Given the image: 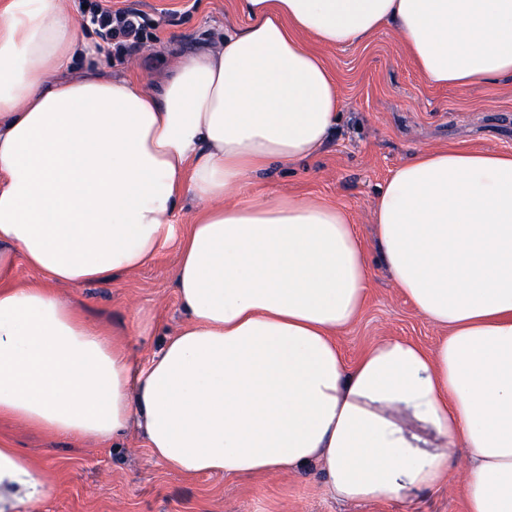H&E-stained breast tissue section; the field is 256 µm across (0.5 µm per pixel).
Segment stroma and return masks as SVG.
<instances>
[{
    "label": "stroma",
    "mask_w": 512,
    "mask_h": 512,
    "mask_svg": "<svg viewBox=\"0 0 512 512\" xmlns=\"http://www.w3.org/2000/svg\"><path fill=\"white\" fill-rule=\"evenodd\" d=\"M142 11L147 49H194L229 24L244 22L235 0H109ZM337 74L342 116L315 157L272 165L254 194L309 195L349 212L372 261L360 318L338 338L348 361L391 337L432 348L440 331L395 288L378 259L372 206L390 172L422 148L462 143L512 151V75L461 92L425 84L391 32L368 43L326 48ZM176 245L168 243L138 271L118 279L63 289L92 323L123 337L134 365H145L184 321L174 287ZM0 437L45 468L52 491L37 512H466L456 482L412 498L369 504L329 497L311 465L285 477H186L156 461L137 430L108 446L75 445L0 420Z\"/></svg>",
    "instance_id": "stroma-1"
}]
</instances>
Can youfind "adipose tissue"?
<instances>
[{
	"label": "adipose tissue",
	"mask_w": 512,
	"mask_h": 512,
	"mask_svg": "<svg viewBox=\"0 0 512 512\" xmlns=\"http://www.w3.org/2000/svg\"><path fill=\"white\" fill-rule=\"evenodd\" d=\"M244 25L169 52L155 83L106 68L73 0H0V419L105 446L137 427L193 476L318 464L333 499L404 500L460 474L466 512H512V152L423 148L372 210L380 259L440 328L347 362L338 334L371 278L349 215L245 198L316 156L342 107L315 45L391 30L423 81L512 74V0H237ZM200 208L183 237L185 200ZM179 238L185 322L144 367L61 286L143 267ZM44 275L13 285L16 261ZM50 475L0 438V512H36Z\"/></svg>",
	"instance_id": "obj_1"
}]
</instances>
